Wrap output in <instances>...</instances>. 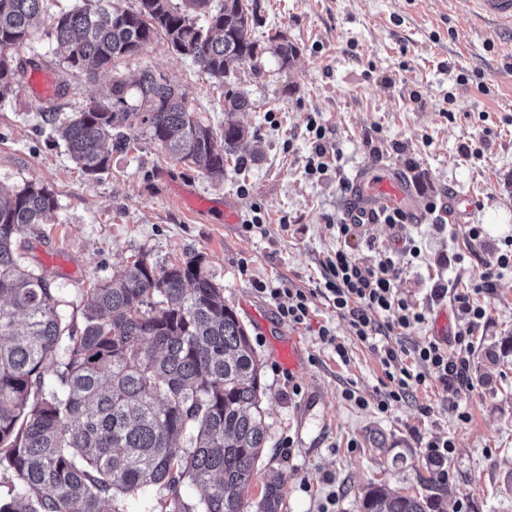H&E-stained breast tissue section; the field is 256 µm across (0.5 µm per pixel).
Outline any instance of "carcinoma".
Returning a JSON list of instances; mask_svg holds the SVG:
<instances>
[{"instance_id":"obj_1","label":"carcinoma","mask_w":512,"mask_h":512,"mask_svg":"<svg viewBox=\"0 0 512 512\" xmlns=\"http://www.w3.org/2000/svg\"><path fill=\"white\" fill-rule=\"evenodd\" d=\"M48 0H0V100L24 75L18 52L33 39ZM83 0L50 16L60 52L57 97L71 74L94 76L157 40L224 84V128L216 131L161 72L145 69L78 112L40 109L50 133L90 179L110 170L111 151L144 131L170 159L224 180L248 131L250 108L234 64L272 50L286 67L296 49L284 37L266 47L253 36L254 0ZM53 191L33 181L0 189V470L15 481L0 512H246L245 490L267 442L260 407L262 364L249 333L194 255L159 268L139 257L83 291L82 327L67 323V301L19 238L51 220ZM199 489L188 502L181 487ZM282 481L263 483L257 512H281ZM362 512H442L441 497L387 485L364 494Z\"/></svg>"}]
</instances>
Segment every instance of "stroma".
Instances as JSON below:
<instances>
[{
	"mask_svg": "<svg viewBox=\"0 0 512 512\" xmlns=\"http://www.w3.org/2000/svg\"><path fill=\"white\" fill-rule=\"evenodd\" d=\"M256 3L255 36L281 31L297 54L285 68L269 53L238 65L252 107L237 119L257 159L243 171L226 167L223 181L183 168L137 131L127 150L113 151L108 172L87 179L62 142L39 132L45 101L29 84L0 100V188L33 181L58 201L51 223L23 235L28 260L46 266L70 302L67 321L78 324L79 290L110 279L135 257L165 266L203 256L263 364L268 442L245 494L248 512H255L271 471L283 478V512H322L331 500L336 512H361L375 483L416 496L439 492L444 512H457L462 499L469 512H512V268L501 270L491 294L478 295L487 315L477 325L448 302L430 299L440 280L471 287L512 235V28L475 27L463 0ZM146 68L167 75L204 121L223 126V86L161 41L120 62L115 74L72 77L65 111L106 95L113 75L131 81ZM311 113L327 129L332 158L319 177L306 171ZM468 145L478 155L465 153ZM383 167L410 182L416 215L395 226L365 225L342 239L336 226L350 186L363 169ZM185 188L212 201L213 209L185 206ZM454 191L479 200L463 224L427 210L428 202L444 203ZM228 197L239 203L241 219L261 205L265 235L220 222L217 208ZM471 224L482 225L480 237L469 238ZM406 239L420 247V257L403 252ZM346 245L365 264L391 256L398 291L425 311L424 323L389 337V344L411 350L472 328L470 388L458 392L433 380L380 412L383 367L335 309L315 299L308 325L294 326L254 289L258 281L319 287L323 260ZM323 326L347 347L348 361L320 341ZM290 336L302 347L293 371L276 356L277 342ZM347 388L366 407L345 400ZM433 438L455 444L444 485L425 454Z\"/></svg>",
	"mask_w": 512,
	"mask_h": 512,
	"instance_id": "1",
	"label": "stroma"
}]
</instances>
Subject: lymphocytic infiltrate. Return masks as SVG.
<instances>
[{"instance_id": "1", "label": "lymphocytic infiltrate", "mask_w": 512, "mask_h": 512, "mask_svg": "<svg viewBox=\"0 0 512 512\" xmlns=\"http://www.w3.org/2000/svg\"><path fill=\"white\" fill-rule=\"evenodd\" d=\"M512 267V238L504 250L498 251L493 260L484 264L471 289L449 292L445 284L431 290L432 301L452 298L459 311L470 322L468 329L455 332L452 342L428 341L406 352L388 344H378V337L402 336L414 325L423 323L424 311L418 310L396 287L397 278L391 259H381L377 264L358 262L344 249L337 250L323 264L324 283L314 289L282 288L256 282L258 293L277 301L278 313L289 324H304L315 298H323L347 322L354 337L361 343L375 347L380 355L387 378L385 392L379 401L381 411H388L394 404L405 400L414 388L425 385L428 379H437L443 386L456 390L470 387V328L480 323L486 315L485 308L475 302L480 293L493 292L499 270ZM287 296V304H280V296ZM412 354L416 367L404 363L405 354Z\"/></svg>"}]
</instances>
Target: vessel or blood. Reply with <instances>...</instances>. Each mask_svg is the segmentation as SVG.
Returning a JSON list of instances; mask_svg holds the SVG:
<instances>
[{
  "label": "vessel or blood",
  "mask_w": 512,
  "mask_h": 512,
  "mask_svg": "<svg viewBox=\"0 0 512 512\" xmlns=\"http://www.w3.org/2000/svg\"><path fill=\"white\" fill-rule=\"evenodd\" d=\"M474 16L501 26L512 27V0H466ZM413 201L411 185L390 168L381 169L357 182L350 195L348 216L377 223L388 209H409Z\"/></svg>",
  "instance_id": "1"
}]
</instances>
